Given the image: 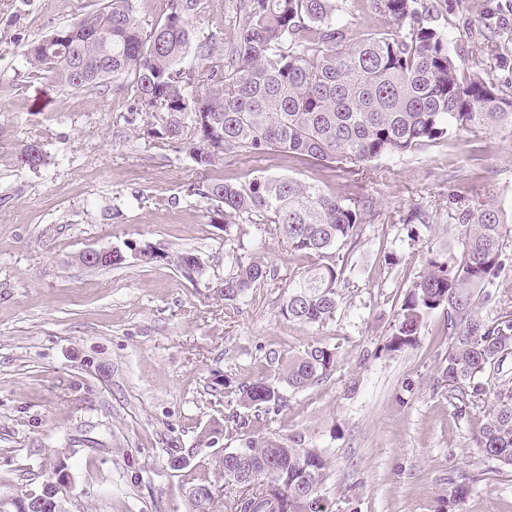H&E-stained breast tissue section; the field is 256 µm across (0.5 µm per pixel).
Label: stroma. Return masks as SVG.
Returning <instances> with one entry per match:
<instances>
[{
	"instance_id": "1",
	"label": "stroma",
	"mask_w": 512,
	"mask_h": 512,
	"mask_svg": "<svg viewBox=\"0 0 512 512\" xmlns=\"http://www.w3.org/2000/svg\"><path fill=\"white\" fill-rule=\"evenodd\" d=\"M104 2L0 0V478L28 485L40 457L64 448L73 512H189L190 490L220 479L215 459L204 453L180 470L170 460L217 421L227 448L269 436L320 449L333 512H512V470L473 442L493 393L512 385V356L462 413L439 370L444 310L428 315L413 347L386 349L427 257L456 243L449 195L495 201L512 221V130L464 131L354 173L280 155L218 165L235 181H318L366 202L343 301L321 324L281 316V281L303 264L253 226L245 252L281 279L234 306L160 262L131 256L119 268L89 267L83 252L151 244L199 254L208 281L224 277V227L188 192L202 173L142 138L127 77L85 91L27 74L31 44ZM232 4L203 0L195 44L219 54L234 41L243 18ZM440 24L460 71L512 95V0H446ZM34 141L48 156L37 170L20 158ZM416 207L431 225L412 239L404 221ZM313 345L336 350L333 371L284 388L268 351L295 356ZM260 379L283 387L279 414L243 401L241 385ZM460 484L468 494L449 502Z\"/></svg>"
}]
</instances>
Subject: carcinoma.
I'll list each match as a JSON object with an SVG mask.
<instances>
[{"label": "carcinoma", "instance_id": "cac0c4a2", "mask_svg": "<svg viewBox=\"0 0 512 512\" xmlns=\"http://www.w3.org/2000/svg\"><path fill=\"white\" fill-rule=\"evenodd\" d=\"M392 26L349 36L337 16L347 0H235L244 14L236 40L215 58L207 45L197 48L200 65L183 69L193 46L191 21L201 0H170V12L144 31L137 0H107L105 6L58 29L32 45L29 73L47 72L61 84L87 89L109 78L131 74V111L144 118L142 135L158 146L173 147L206 172L190 193L210 201L213 223L224 225V288L232 305L254 288L278 278L259 256L238 254L244 226L263 228L288 243L308 262L304 275L288 282L281 305L284 318L322 323L341 301L342 269L337 251L357 245L363 235L364 204L346 200L315 182L258 177L232 181L208 174L224 157L278 154L312 165L350 171L388 155L413 154L463 131L512 129V97L476 74H465L448 49L438 24L441 0H372ZM449 219L460 229L458 251L431 254L404 300L386 348L399 352L417 342L425 318L448 311V345L441 379L467 405L485 393L486 372L512 353V312L485 322L476 311L489 299L496 279L512 261L507 242L512 229L491 201L459 195L449 199ZM429 223L421 209L407 218L410 237ZM162 262L185 274L194 254L160 250ZM337 352L311 346L284 358L266 355L291 389L308 387L336 366ZM245 401L277 412L280 388L261 380L243 385ZM216 430L205 431L192 448L172 461L187 467L213 447ZM486 457L512 468V386L495 394L475 438ZM244 454L216 459L224 482L222 497L190 495L191 512H315L324 500L327 459L316 448L286 446L277 438H251ZM60 452L38 465L45 480L56 474ZM17 512L37 496L41 512H57V496L0 483Z\"/></svg>", "mask_w": 512, "mask_h": 512}]
</instances>
